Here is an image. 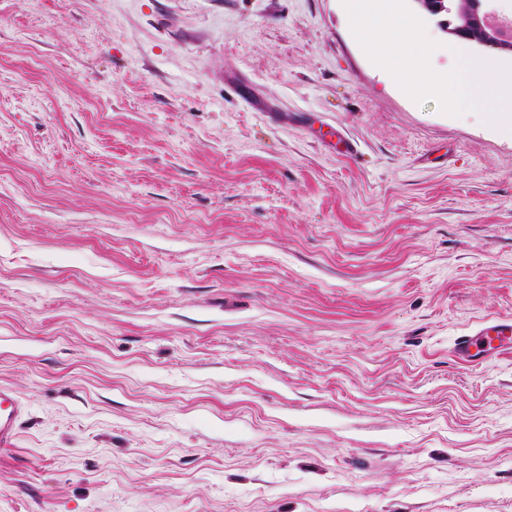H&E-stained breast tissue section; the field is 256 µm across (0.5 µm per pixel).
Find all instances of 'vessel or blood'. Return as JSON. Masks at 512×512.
<instances>
[{
    "instance_id": "obj_1",
    "label": "vessel or blood",
    "mask_w": 512,
    "mask_h": 512,
    "mask_svg": "<svg viewBox=\"0 0 512 512\" xmlns=\"http://www.w3.org/2000/svg\"><path fill=\"white\" fill-rule=\"evenodd\" d=\"M512 352V318L489 317L468 333L458 336L453 353L463 363L480 366L487 361ZM26 413L25 404L10 390L0 389V447L15 443L18 425Z\"/></svg>"
}]
</instances>
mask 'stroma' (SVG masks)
<instances>
[{
    "mask_svg": "<svg viewBox=\"0 0 512 512\" xmlns=\"http://www.w3.org/2000/svg\"><path fill=\"white\" fill-rule=\"evenodd\" d=\"M490 315L512 135L341 0H0V512H512ZM512 352V318L489 317L468 333L455 339L453 353L465 364L481 366L504 353ZM26 413L25 404L10 390L0 389V447L14 445L18 425Z\"/></svg>",
    "mask_w": 512,
    "mask_h": 512,
    "instance_id": "1",
    "label": "stroma"
}]
</instances>
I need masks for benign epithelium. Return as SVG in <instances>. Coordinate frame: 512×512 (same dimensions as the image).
Wrapping results in <instances>:
<instances>
[{
  "mask_svg": "<svg viewBox=\"0 0 512 512\" xmlns=\"http://www.w3.org/2000/svg\"><path fill=\"white\" fill-rule=\"evenodd\" d=\"M450 39L465 41L495 56L512 57V19L502 14L500 0H469L465 25H459V0H411Z\"/></svg>",
  "mask_w": 512,
  "mask_h": 512,
  "instance_id": "obj_1",
  "label": "benign epithelium"
}]
</instances>
